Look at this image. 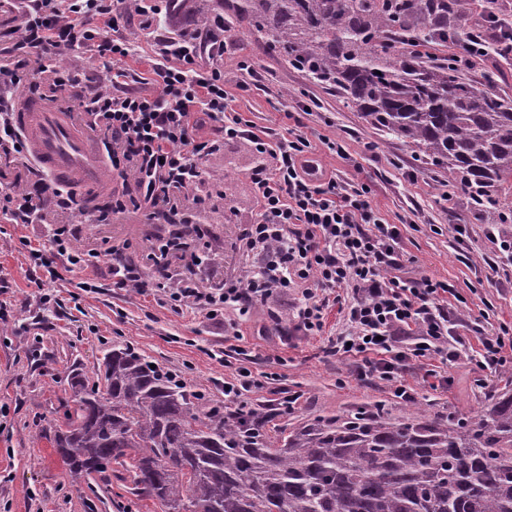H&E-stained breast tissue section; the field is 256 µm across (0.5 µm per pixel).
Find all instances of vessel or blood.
Returning a JSON list of instances; mask_svg holds the SVG:
<instances>
[{
	"mask_svg": "<svg viewBox=\"0 0 512 512\" xmlns=\"http://www.w3.org/2000/svg\"><path fill=\"white\" fill-rule=\"evenodd\" d=\"M30 153L55 183L66 185L106 179V169L89 140L73 126L68 114L36 106L15 115Z\"/></svg>",
	"mask_w": 512,
	"mask_h": 512,
	"instance_id": "1",
	"label": "vessel or blood"
}]
</instances>
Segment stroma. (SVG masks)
Returning <instances> with one entry per match:
<instances>
[{"label": "stroma", "instance_id": "35a3bbf8", "mask_svg": "<svg viewBox=\"0 0 512 512\" xmlns=\"http://www.w3.org/2000/svg\"><path fill=\"white\" fill-rule=\"evenodd\" d=\"M163 32V27L148 22L146 13L134 11L116 32L132 47L125 67L140 76L138 88L147 94L156 89L148 75L158 53L156 37ZM237 42L216 65L231 74L244 59L256 69L248 91L237 95L243 118L274 136L304 126L319 168L338 180L369 185L374 208L386 222L398 225L401 245L420 271L454 284L466 300V312L483 310L490 325H512V265H501L496 273L486 265L494 246L485 233L487 221L476 213L469 196L457 191L452 200H443L442 174L419 160L413 148L385 139L338 97L268 52L261 41L241 35ZM63 57L66 67L79 75L78 85L59 92L51 74L34 69L28 82L12 89L11 103L17 109L23 100L32 99L48 110L63 108L84 126V101L107 86L109 74L87 49L75 48ZM312 97L321 100V114L303 112ZM326 138L344 142L349 158L330 154L322 144ZM259 162L249 141L225 143L202 165L197 200L183 201L179 207L183 223L202 224L208 230L206 242L214 258L204 273L208 285L237 275L244 263L237 235L257 217L250 173ZM121 188L112 172L106 185H74V208L56 212L52 224L0 223V280L8 287L0 294V512H163L152 500L116 497L97 478L72 482L44 434L60 400L70 394L66 368L74 365L94 374L115 344L133 347L212 400H223L229 366L275 373V380L250 396L251 405L273 411V429L361 408L384 410L396 420L415 407L431 416L466 413L497 396L496 375H484L476 365L452 362L439 367L426 361L401 371L415 401L394 399L379 379H359L353 359L328 352V338L340 328L337 308L329 309L322 335L308 336L295 328L292 292L254 306L249 317L237 319L239 334L233 337L225 334L223 322L199 311L177 314L157 303L153 293L113 287L112 269L105 262L72 271L65 260H58L59 279L48 290L37 288L36 273L19 240L44 244L56 223L70 225L77 247L102 251L123 244L128 260L145 264L149 246L165 235L167 226L132 207L121 216L99 220L95 197L111 198ZM456 224L469 227L464 243L454 239L451 228ZM88 279L99 282L97 292L81 290V282ZM47 291L52 299L46 303L42 296ZM263 326L268 329L264 336L258 333ZM288 389L302 392L298 409L275 414L277 392Z\"/></svg>", "mask_w": 512, "mask_h": 512}]
</instances>
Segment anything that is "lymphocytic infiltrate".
I'll list each match as a JSON object with an SVG mask.
<instances>
[{
  "instance_id": "obj_1",
  "label": "lymphocytic infiltrate",
  "mask_w": 512,
  "mask_h": 512,
  "mask_svg": "<svg viewBox=\"0 0 512 512\" xmlns=\"http://www.w3.org/2000/svg\"><path fill=\"white\" fill-rule=\"evenodd\" d=\"M125 2L12 0L10 8L19 24L0 32L15 51L13 66H0V156L28 151L24 135L11 120L7 90L21 84L32 60L52 62L67 50L88 47L117 66L110 88L95 92L85 103L91 128L112 141L108 163L133 188L132 196L113 197V213L131 205L173 220L181 198L199 185L204 160L221 148L220 142L197 136L202 119L216 123L225 139L250 141L265 161L250 175L257 219L240 237L243 249L254 258L253 266L221 287L202 288L193 279L202 256L183 253L178 257L187 274L173 285L161 275L147 278L144 270L127 263L123 248L115 246L107 253L116 287H155L160 303L173 311L196 309L212 320L229 307L247 313L253 304L292 288L301 294L294 324L309 334L322 331L329 305L337 304L345 328L333 340L331 352L356 359L359 378L387 381L394 397L404 402L412 401L414 394L400 379V363L463 360L490 374L512 364V326L484 333L480 318L463 317L462 297L453 285L414 274L398 226L374 210L366 185L312 176L305 161L314 149L304 131L292 129L270 139L242 117L235 93L246 90L245 78L254 72L251 64L239 62L241 74L236 78L216 67L200 68L202 57L227 52L231 34L184 31L162 37L161 60L152 70L158 93L131 87L120 68L130 55L128 43L102 34L103 28H118ZM73 204L72 191L54 186L39 172L24 187L0 191V221L42 224L48 210H68ZM101 255L93 249H73L64 224L53 229L47 245L28 250L31 264L51 280L58 276V258L88 268L98 264ZM459 322L477 333V347L460 349L450 343V330ZM268 380V373L235 367L224 380L225 403L246 407L249 394Z\"/></svg>"
}]
</instances>
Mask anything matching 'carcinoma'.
<instances>
[{
    "mask_svg": "<svg viewBox=\"0 0 512 512\" xmlns=\"http://www.w3.org/2000/svg\"><path fill=\"white\" fill-rule=\"evenodd\" d=\"M459 0H177L189 27L262 40L335 92L448 187L512 184V97L448 64ZM470 28L504 49L498 26ZM114 346L97 380L68 368L51 441L75 482L112 471L168 512H512V392L461 416L394 420L359 409L271 434L261 408L206 405L179 376Z\"/></svg>",
    "mask_w": 512,
    "mask_h": 512,
    "instance_id": "carcinoma-1",
    "label": "carcinoma"
}]
</instances>
